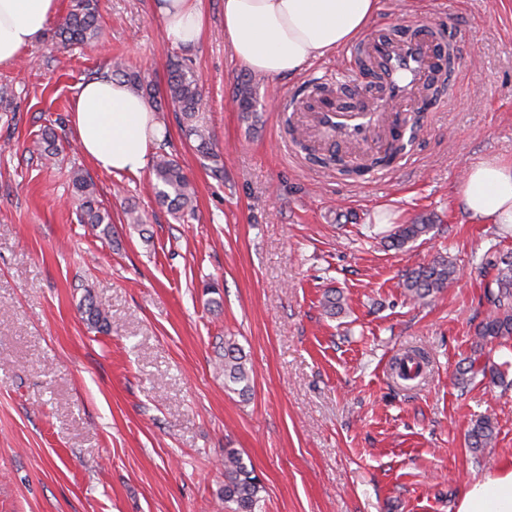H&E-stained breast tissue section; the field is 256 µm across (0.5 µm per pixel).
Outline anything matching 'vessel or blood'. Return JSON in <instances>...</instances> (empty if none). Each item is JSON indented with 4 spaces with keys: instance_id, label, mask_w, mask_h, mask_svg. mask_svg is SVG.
Segmentation results:
<instances>
[{
    "instance_id": "b4317fda",
    "label": "vessel or blood",
    "mask_w": 512,
    "mask_h": 512,
    "mask_svg": "<svg viewBox=\"0 0 512 512\" xmlns=\"http://www.w3.org/2000/svg\"><path fill=\"white\" fill-rule=\"evenodd\" d=\"M459 37L444 28H411L394 37L367 35L350 48L360 76L354 101H315L306 118L327 139L365 143L404 134L402 112H414L431 84L453 80Z\"/></svg>"
}]
</instances>
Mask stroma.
I'll use <instances>...</instances> for the list:
<instances>
[{
    "label": "stroma",
    "instance_id": "1",
    "mask_svg": "<svg viewBox=\"0 0 512 512\" xmlns=\"http://www.w3.org/2000/svg\"><path fill=\"white\" fill-rule=\"evenodd\" d=\"M58 2L42 38L0 70L13 90L0 102V512H228V448L263 482L256 512H456L470 484L512 462V340L475 336L512 224L475 222L459 195L472 166L512 158V0H381L372 27L465 37L449 108L427 114L408 159L364 180L324 171L284 131L290 95L340 69L347 49L260 76L224 44V0H203L190 49L166 39L153 0H98L99 39L65 48L55 31L72 2ZM119 59L145 77L167 132L154 150L182 167L194 216L156 199L151 170L108 173L79 149L78 87ZM177 60L208 101L198 123L215 161L167 96ZM244 83L255 123L233 100ZM47 128L62 136L51 165L33 149ZM76 169L110 211L111 237L80 223ZM420 216L435 228L389 247L391 228ZM439 256L458 280L410 302L404 275ZM328 288L343 299L333 316L320 304ZM88 296L110 332L88 324ZM228 339L247 356L245 397L217 367ZM415 348L430 356L426 374L394 380L392 359ZM471 358L504 382L479 372L458 385ZM481 414L497 436L476 455L466 434Z\"/></svg>",
    "mask_w": 512,
    "mask_h": 512
}]
</instances>
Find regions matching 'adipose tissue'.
Instances as JSON below:
<instances>
[{"label": "adipose tissue", "mask_w": 512, "mask_h": 512, "mask_svg": "<svg viewBox=\"0 0 512 512\" xmlns=\"http://www.w3.org/2000/svg\"><path fill=\"white\" fill-rule=\"evenodd\" d=\"M56 10L57 0H0V68L41 37ZM155 10L172 44H198L205 27L202 0H155ZM379 10L380 0H224V42L254 72L293 76L359 38ZM71 120L84 156L109 173H140L164 138L146 100L116 78L81 84ZM461 202L475 221L512 224V160L470 168ZM456 512H512V465L470 484Z\"/></svg>", "instance_id": "adipose-tissue-1"}]
</instances>
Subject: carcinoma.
I'll return each mask as SVG.
<instances>
[{
  "instance_id": "1",
  "label": "carcinoma",
  "mask_w": 512,
  "mask_h": 512,
  "mask_svg": "<svg viewBox=\"0 0 512 512\" xmlns=\"http://www.w3.org/2000/svg\"><path fill=\"white\" fill-rule=\"evenodd\" d=\"M57 37L64 46L82 45L93 42L100 37L98 24L97 0H74L71 10L57 27ZM117 72L123 77L129 88L139 93L143 90V80L139 72L123 65L117 66ZM168 96L172 104L181 112L187 135L198 139L197 152L205 160L215 157L210 140L195 123L196 113L202 111L203 93L189 75L184 62L178 60L173 64L168 81ZM235 102L245 119H257L253 111L252 92L247 84L241 85L235 93ZM405 148L402 141L394 140L386 153L366 160L364 168L383 166L392 161ZM311 160L325 168L334 167L349 171L345 159L332 153L317 154L312 147ZM155 183L153 189L158 200L166 204L172 213L183 217L194 212L195 192L190 181L180 166L164 155L156 158L153 165ZM71 185L75 199L79 203L83 223L92 228H102L106 236L112 233V216L103 209L97 199L95 184L83 171L77 169L71 173ZM434 224L428 218H421L412 224L397 226L388 235V242L393 248H403L423 235L430 233ZM495 270L492 284L487 286V298L491 309L485 320L479 325L476 336L478 343L494 340L512 339V258H499L493 261ZM458 277L456 266L448 258L440 256L427 265H421L409 271L404 279L403 288L407 296L416 303H425L436 293L448 287ZM87 320L94 327L108 328L105 310L90 300L85 305ZM224 388L242 396L251 391V376L246 367L245 356L237 344L224 341ZM496 438L494 419L484 414L472 422L468 430V443L474 453H481L491 447ZM264 486L252 465L248 464L241 452L235 448L224 449V485L219 496L224 506L232 512H255Z\"/></svg>"
}]
</instances>
